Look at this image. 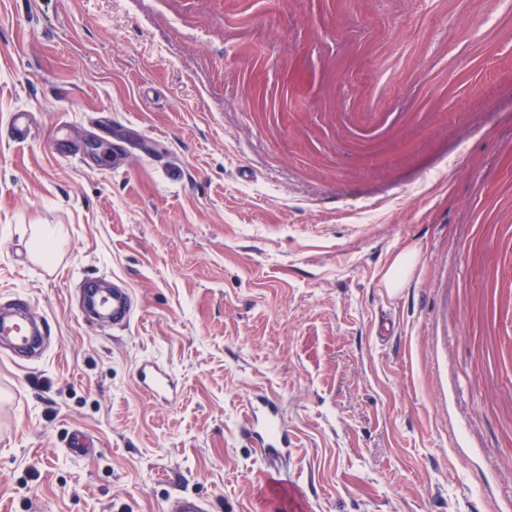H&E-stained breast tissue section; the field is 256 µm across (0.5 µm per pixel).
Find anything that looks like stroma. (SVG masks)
Returning a JSON list of instances; mask_svg holds the SVG:
<instances>
[{
	"mask_svg": "<svg viewBox=\"0 0 512 512\" xmlns=\"http://www.w3.org/2000/svg\"><path fill=\"white\" fill-rule=\"evenodd\" d=\"M88 276L133 289L129 327L83 318ZM17 295L52 330L0 351V512H512V0H0ZM411 264L410 254L407 252L395 256L391 266L384 275L387 288H399L404 282L405 273ZM137 380L154 397L167 399V395L173 389V384L167 374L149 372L145 366L137 370ZM243 421L252 444L269 464L267 475L271 482L279 486L288 482V474L278 464L288 455V429L279 400L268 395L256 396L248 402ZM165 512H208L206 502L195 495H181L166 501Z\"/></svg>",
	"mask_w": 512,
	"mask_h": 512,
	"instance_id": "35a3bbf8",
	"label": "stroma"
}]
</instances>
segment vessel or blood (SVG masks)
Wrapping results in <instances>:
<instances>
[{"mask_svg": "<svg viewBox=\"0 0 512 512\" xmlns=\"http://www.w3.org/2000/svg\"><path fill=\"white\" fill-rule=\"evenodd\" d=\"M87 305L98 317L111 320L113 326L126 327L133 319L138 302L131 289L116 288L106 292L97 283L86 288ZM51 332L45 317L33 312L22 299H15L0 313V347L7 350L16 362L26 360L29 354L40 350L43 338ZM137 380L151 395L164 398L173 388L167 374L139 368ZM252 444L259 448L271 482L283 485L286 472L279 461L288 454V430L284 425L278 399L259 395L250 400L243 418ZM164 512H208L206 502L194 495H181L166 501Z\"/></svg>", "mask_w": 512, "mask_h": 512, "instance_id": "1", "label": "vessel or blood"}]
</instances>
